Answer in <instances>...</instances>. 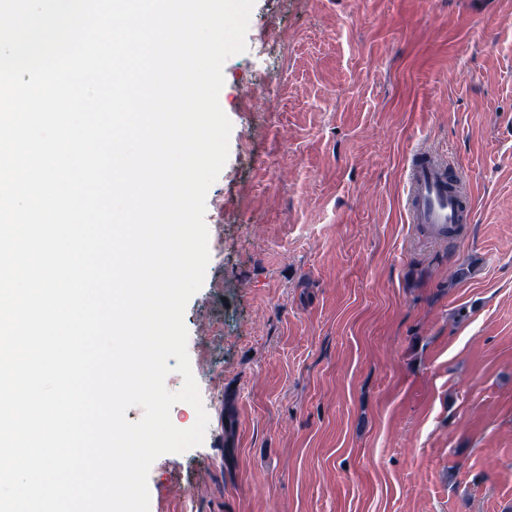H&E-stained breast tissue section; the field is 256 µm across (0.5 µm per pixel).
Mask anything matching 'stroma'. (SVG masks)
Wrapping results in <instances>:
<instances>
[{"mask_svg": "<svg viewBox=\"0 0 512 512\" xmlns=\"http://www.w3.org/2000/svg\"><path fill=\"white\" fill-rule=\"evenodd\" d=\"M149 512H512V0H255ZM470 198L408 221L409 158ZM465 277H457L459 268Z\"/></svg>", "mask_w": 512, "mask_h": 512, "instance_id": "35a3bbf8", "label": "stroma"}]
</instances>
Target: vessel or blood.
I'll return each instance as SVG.
<instances>
[{
    "label": "vessel or blood",
    "instance_id": "1",
    "mask_svg": "<svg viewBox=\"0 0 512 512\" xmlns=\"http://www.w3.org/2000/svg\"><path fill=\"white\" fill-rule=\"evenodd\" d=\"M408 215L411 223L432 224L443 229L454 223L462 193L450 189L448 164L434 153L412 160L406 182Z\"/></svg>",
    "mask_w": 512,
    "mask_h": 512
}]
</instances>
